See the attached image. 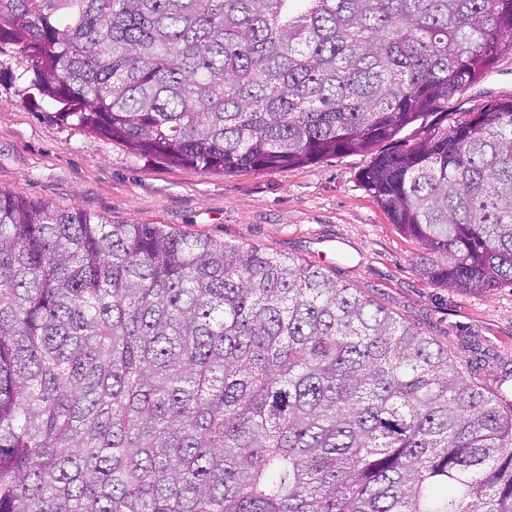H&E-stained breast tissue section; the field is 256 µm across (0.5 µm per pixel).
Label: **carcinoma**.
I'll return each mask as SVG.
<instances>
[{"mask_svg":"<svg viewBox=\"0 0 512 512\" xmlns=\"http://www.w3.org/2000/svg\"><path fill=\"white\" fill-rule=\"evenodd\" d=\"M174 166L361 175L421 276L512 285V0H0V51ZM0 512H512V406L323 269L0 189ZM512 96V56L497 61L491 71L461 96L450 110H469L482 106L486 101Z\"/></svg>","mask_w":512,"mask_h":512,"instance_id":"cac0c4a2","label":"carcinoma"}]
</instances>
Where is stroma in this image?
<instances>
[{
    "mask_svg": "<svg viewBox=\"0 0 512 512\" xmlns=\"http://www.w3.org/2000/svg\"><path fill=\"white\" fill-rule=\"evenodd\" d=\"M32 78L27 57L0 53V188L115 224H160L322 267L432 338L486 393L512 402V287L484 295L423 279L420 244L390 223L361 181L373 154L273 172L171 167L60 119ZM509 95L512 56L455 106Z\"/></svg>",
    "mask_w": 512,
    "mask_h": 512,
    "instance_id": "stroma-1",
    "label": "stroma"
}]
</instances>
